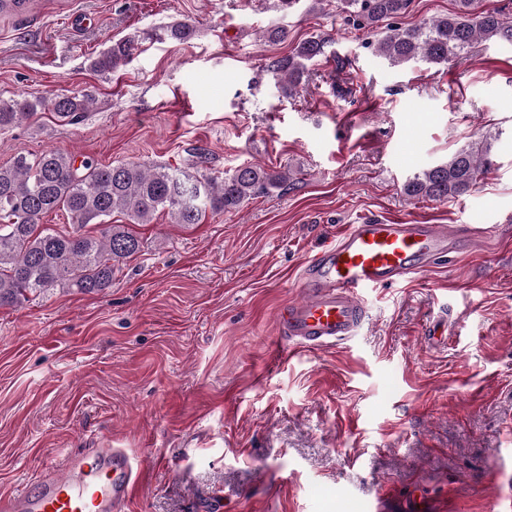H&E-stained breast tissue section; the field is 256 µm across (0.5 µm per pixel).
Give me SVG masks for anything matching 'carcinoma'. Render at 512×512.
I'll return each mask as SVG.
<instances>
[{
    "instance_id": "obj_1",
    "label": "carcinoma",
    "mask_w": 512,
    "mask_h": 512,
    "mask_svg": "<svg viewBox=\"0 0 512 512\" xmlns=\"http://www.w3.org/2000/svg\"><path fill=\"white\" fill-rule=\"evenodd\" d=\"M455 2L454 12L410 28L398 26L409 0H340V5L349 28L382 30V37L368 42V47L392 65L419 57L444 64L490 39L512 45V17L485 0ZM195 32L190 22L154 27L141 35L135 32L112 42L91 67L106 74L126 63L145 40L187 43ZM327 43L312 36L271 60L267 72L286 82L284 92L290 94L310 77ZM84 109L85 99L77 95L3 101L0 129L42 110L75 123ZM201 164L195 162L192 173L166 166L147 169L135 162L78 163L59 149L18 153L10 164L0 166V307L53 288L92 294L110 287L115 263L141 250L137 236L125 225L112 223L116 211L132 224H149L160 212L176 224H198L209 212L237 211L251 197L268 195L289 180L288 173L270 172L255 163L239 165L216 179L198 171ZM492 165V143L482 139L414 175L403 190L409 197L446 201L468 193ZM52 211L68 215L71 232L59 233L42 223Z\"/></svg>"
}]
</instances>
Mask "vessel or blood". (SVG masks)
<instances>
[{"label": "vessel or blood", "instance_id": "vessel-or-blood-1", "mask_svg": "<svg viewBox=\"0 0 512 512\" xmlns=\"http://www.w3.org/2000/svg\"><path fill=\"white\" fill-rule=\"evenodd\" d=\"M458 237L444 224L403 216L363 218L306 262L304 296L284 305L277 321L289 345L320 348L355 335L365 310L362 291L397 283L427 268ZM139 477L121 448H86L64 472L46 468L37 486L0 497V512H125Z\"/></svg>", "mask_w": 512, "mask_h": 512}]
</instances>
